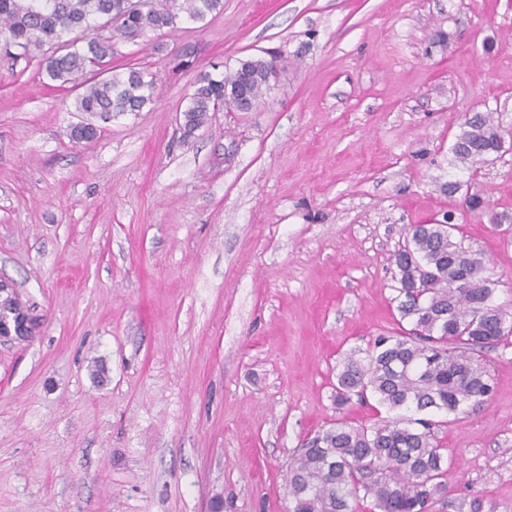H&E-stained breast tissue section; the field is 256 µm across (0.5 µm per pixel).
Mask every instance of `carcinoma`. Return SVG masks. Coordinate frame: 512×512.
Returning <instances> with one entry per match:
<instances>
[{
    "label": "carcinoma",
    "instance_id": "1",
    "mask_svg": "<svg viewBox=\"0 0 512 512\" xmlns=\"http://www.w3.org/2000/svg\"><path fill=\"white\" fill-rule=\"evenodd\" d=\"M127 0H0V53L17 60L38 50L52 81H80L74 111L86 116L76 140L97 135L96 120L114 112H139L154 100L155 80L129 67L104 79L87 69L112 55V37L135 39L172 28L180 15L203 22L223 0H151L130 12ZM275 65L263 58L238 61L214 76L200 74L182 110L188 134L209 120L224 98L247 93L256 104L270 89ZM488 113L464 121L452 146L457 162L473 166L504 148ZM455 224H410L393 254L400 320L409 327L381 334L345 355L334 400L372 398L395 416L369 427L343 419L304 444L288 468L289 512H430L448 493V456L438 437L456 416L486 404L493 382L483 355L512 335V322L494 303L495 283L485 276L484 255L455 237ZM26 317L12 289L0 293V323Z\"/></svg>",
    "mask_w": 512,
    "mask_h": 512
}]
</instances>
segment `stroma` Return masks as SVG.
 <instances>
[{
  "label": "stroma",
  "instance_id": "1",
  "mask_svg": "<svg viewBox=\"0 0 512 512\" xmlns=\"http://www.w3.org/2000/svg\"><path fill=\"white\" fill-rule=\"evenodd\" d=\"M112 43L155 98L80 143L77 88L0 57V280L43 317L0 341V512H288L298 448L378 419L333 386L396 325L407 225L453 215L512 317V0H224ZM251 57L255 108L184 135L198 75ZM475 112L505 145L466 168ZM487 364L434 512H512V343Z\"/></svg>",
  "mask_w": 512,
  "mask_h": 512
}]
</instances>
